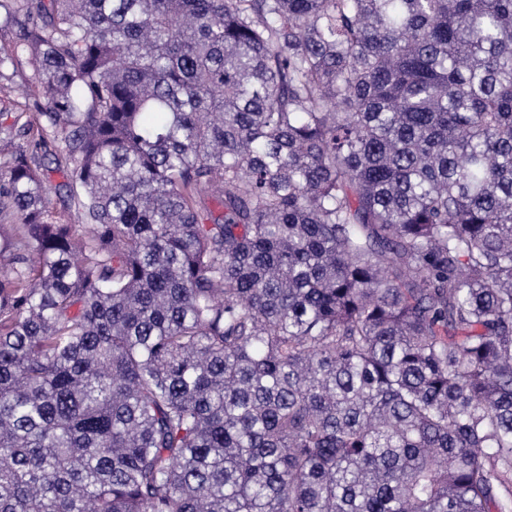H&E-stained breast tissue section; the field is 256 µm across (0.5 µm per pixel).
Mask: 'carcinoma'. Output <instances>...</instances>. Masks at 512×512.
<instances>
[{
    "label": "carcinoma",
    "instance_id": "cac0c4a2",
    "mask_svg": "<svg viewBox=\"0 0 512 512\" xmlns=\"http://www.w3.org/2000/svg\"><path fill=\"white\" fill-rule=\"evenodd\" d=\"M11 29L0 512H512V0ZM29 73L30 66L24 63L20 69V73H17V76H14L12 82L4 81L5 86L7 88L6 95H4V99L6 100L7 105L8 103L6 97H8L10 101L15 100L16 102H19L21 108H24V105L27 104L28 106L26 112H28V115H30L33 118L36 115L33 100L28 99V97L26 96V91L23 84L24 75ZM52 159L53 158H50V160L45 161V165L47 167V171H45L46 177L48 184H50L52 188L50 193L52 206L57 210L71 209L74 211L76 206L73 200H70L67 196L66 189H58V185L62 184L65 181V178L61 172L57 171L56 164Z\"/></svg>",
    "mask_w": 512,
    "mask_h": 512
}]
</instances>
